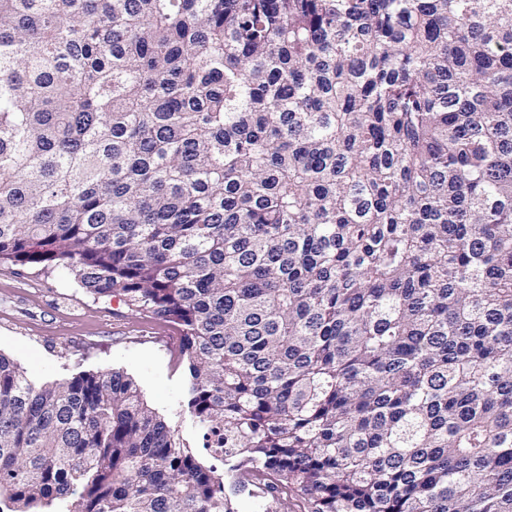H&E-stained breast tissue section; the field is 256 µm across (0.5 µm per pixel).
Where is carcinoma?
<instances>
[{"label":"carcinoma","mask_w":512,"mask_h":512,"mask_svg":"<svg viewBox=\"0 0 512 512\" xmlns=\"http://www.w3.org/2000/svg\"><path fill=\"white\" fill-rule=\"evenodd\" d=\"M0 264L179 325L230 477L0 353V512H512V0H0ZM236 512H280L283 505L270 496L254 498L247 493L235 499Z\"/></svg>","instance_id":"1"}]
</instances>
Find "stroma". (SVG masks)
<instances>
[{"instance_id": "obj_1", "label": "stroma", "mask_w": 512, "mask_h": 512, "mask_svg": "<svg viewBox=\"0 0 512 512\" xmlns=\"http://www.w3.org/2000/svg\"><path fill=\"white\" fill-rule=\"evenodd\" d=\"M0 352L43 383L81 371H123L201 460L225 475L187 413V359L175 324L131 312L116 297L95 299L64 271L43 274L2 264Z\"/></svg>"}]
</instances>
